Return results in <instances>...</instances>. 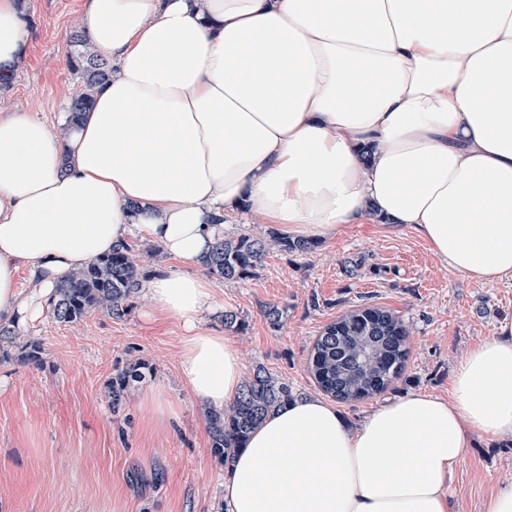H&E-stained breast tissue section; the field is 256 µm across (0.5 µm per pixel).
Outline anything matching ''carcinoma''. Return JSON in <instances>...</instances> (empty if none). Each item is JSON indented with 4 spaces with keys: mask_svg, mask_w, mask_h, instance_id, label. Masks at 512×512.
<instances>
[{
    "mask_svg": "<svg viewBox=\"0 0 512 512\" xmlns=\"http://www.w3.org/2000/svg\"><path fill=\"white\" fill-rule=\"evenodd\" d=\"M71 42L80 47L70 60L71 70L81 84L68 106L75 119L91 106L97 88L110 79L112 67L93 54L85 31H74ZM276 247L303 253L313 250L315 242L240 233L218 241L201 265L224 281L243 280L252 276ZM139 286L138 249L131 245L118 247L57 285L52 315L62 323L79 322L95 311L120 318ZM409 336L405 322L387 308L369 303L356 305L325 325L316 337L309 374L324 393L343 402L381 395L406 367ZM15 343L17 337L12 331L0 327V363L11 359L9 347ZM21 349L25 362L43 365V348L38 339L30 337L21 342ZM145 369L146 363L135 362L112 374L108 383L112 412H120L134 383L145 377ZM293 399V388L286 379L264 368L256 369L224 409L206 411L214 454L224 464H230L246 437L267 416Z\"/></svg>",
    "mask_w": 512,
    "mask_h": 512,
    "instance_id": "obj_1",
    "label": "carcinoma"
}]
</instances>
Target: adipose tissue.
<instances>
[{
	"label": "adipose tissue",
	"instance_id": "adipose-tissue-1",
	"mask_svg": "<svg viewBox=\"0 0 512 512\" xmlns=\"http://www.w3.org/2000/svg\"><path fill=\"white\" fill-rule=\"evenodd\" d=\"M111 80L77 120L0 113V326L40 318L56 284L140 235L170 267L142 289L182 330L179 373L223 408L239 353L184 271L249 210L296 238L371 217L405 224L450 270L512 276V0H83ZM27 40L0 0V75ZM31 288L22 290L20 272ZM512 436V321L351 427L295 399L224 477L226 512H448L474 439Z\"/></svg>",
	"mask_w": 512,
	"mask_h": 512
}]
</instances>
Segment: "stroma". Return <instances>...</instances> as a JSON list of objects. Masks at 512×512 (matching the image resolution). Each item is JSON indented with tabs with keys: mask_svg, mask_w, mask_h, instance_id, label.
I'll use <instances>...</instances> for the list:
<instances>
[{
	"mask_svg": "<svg viewBox=\"0 0 512 512\" xmlns=\"http://www.w3.org/2000/svg\"><path fill=\"white\" fill-rule=\"evenodd\" d=\"M21 4L28 42L0 87V113L51 119L79 88L69 39L85 25L83 0ZM351 259L363 262L357 272L345 269ZM214 286L223 310L208 325L233 341L242 374L264 366L301 396L317 393L306 362L324 325L366 300L402 318L410 328L404 373L384 395L338 406L356 426L413 393L447 397L458 361L512 320V277L464 278L411 227L375 221L306 254L273 251L253 276ZM269 304L284 311L280 329L262 313ZM226 310L238 313L240 329H225ZM17 333L41 341L44 364H0V512H221L224 464L211 450L204 404L178 373L181 330L157 322L144 293L121 318L98 311L61 323L48 312ZM135 360L149 370L124 413H113L107 383ZM154 390L170 403L167 415L148 403ZM509 485L512 437L475 440L449 483V512H484L490 495Z\"/></svg>",
	"mask_w": 512,
	"mask_h": 512,
	"instance_id": "obj_1",
	"label": "stroma"
}]
</instances>
